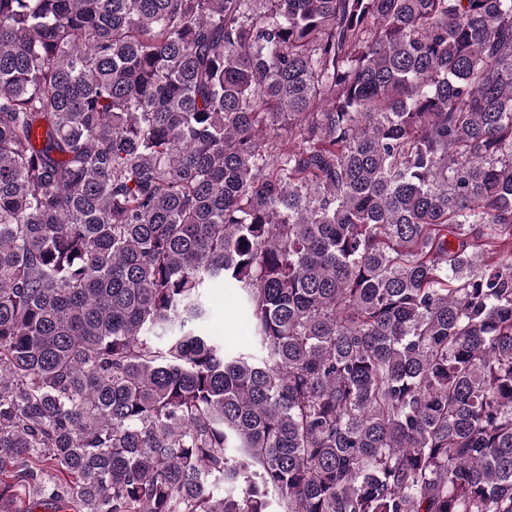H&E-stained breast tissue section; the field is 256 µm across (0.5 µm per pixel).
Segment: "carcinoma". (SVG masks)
<instances>
[{"mask_svg": "<svg viewBox=\"0 0 512 512\" xmlns=\"http://www.w3.org/2000/svg\"><path fill=\"white\" fill-rule=\"evenodd\" d=\"M48 502L512 512V0H0V512ZM213 332L221 336L229 350L250 347L253 343L247 324L242 318L239 303L224 288H215L212 294Z\"/></svg>", "mask_w": 512, "mask_h": 512, "instance_id": "obj_1", "label": "carcinoma"}]
</instances>
